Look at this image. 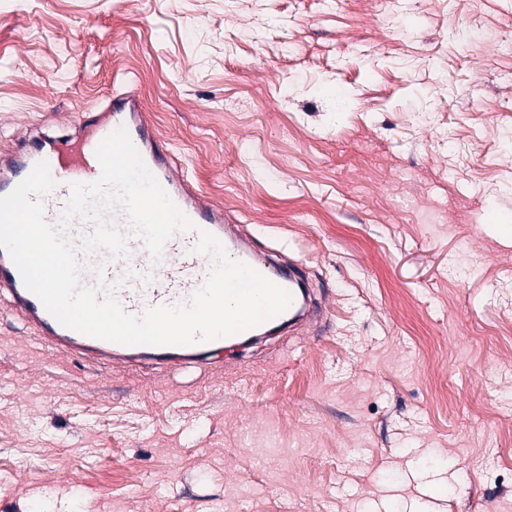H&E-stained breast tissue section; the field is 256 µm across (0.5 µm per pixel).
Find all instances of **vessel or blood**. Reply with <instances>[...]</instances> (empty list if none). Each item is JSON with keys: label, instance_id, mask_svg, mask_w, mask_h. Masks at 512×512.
Instances as JSON below:
<instances>
[{"label": "vessel or blood", "instance_id": "vessel-or-blood-1", "mask_svg": "<svg viewBox=\"0 0 512 512\" xmlns=\"http://www.w3.org/2000/svg\"><path fill=\"white\" fill-rule=\"evenodd\" d=\"M121 127L126 129L146 167L192 224L190 230L175 232L166 242L160 258L155 259L143 240L131 235L127 216L116 212L118 227L129 235V256L110 261L101 252L97 258L104 263L106 281L116 284V295L125 310L138 315L150 306L181 303L200 289L212 264L210 256L195 250L204 234L215 238L232 260L286 290L291 303L279 316L246 330L245 334L231 335L227 340L218 338L187 345H125L88 336L59 323L25 287L8 251L0 248V288L8 291L16 313L37 339L53 351L94 363L203 362L221 351L225 342L261 336L298 320L304 313L302 304L307 295L302 278L272 255L256 250L251 239L232 233L223 207L211 202L197 184L179 173L172 150L159 146L142 97L134 86L113 88L104 103L80 124L75 138L40 134L32 138L28 148L1 151L0 196L12 192L38 162H47L56 187L44 199L45 219L57 222L69 196L70 184H89L99 178L101 168L96 150Z\"/></svg>", "mask_w": 512, "mask_h": 512}]
</instances>
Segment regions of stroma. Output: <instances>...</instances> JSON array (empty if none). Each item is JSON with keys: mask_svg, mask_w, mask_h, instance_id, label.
<instances>
[{"mask_svg": "<svg viewBox=\"0 0 512 512\" xmlns=\"http://www.w3.org/2000/svg\"><path fill=\"white\" fill-rule=\"evenodd\" d=\"M117 76L326 315L105 368L0 295V512H512V0H0V150Z\"/></svg>", "mask_w": 512, "mask_h": 512, "instance_id": "stroma-1", "label": "stroma"}]
</instances>
